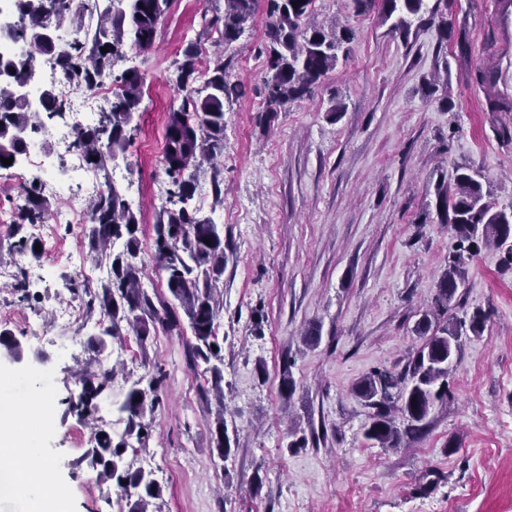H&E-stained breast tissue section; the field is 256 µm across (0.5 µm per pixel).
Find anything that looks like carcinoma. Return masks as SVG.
I'll list each match as a JSON object with an SVG mask.
<instances>
[{
    "mask_svg": "<svg viewBox=\"0 0 512 512\" xmlns=\"http://www.w3.org/2000/svg\"><path fill=\"white\" fill-rule=\"evenodd\" d=\"M73 0H18V25L13 33L27 42L22 59L0 56V78L25 85L34 64L45 56H53L64 72L76 77L86 88L93 89L104 76H113V68L124 58V47L139 49L153 46L158 26L164 19L169 0H108L99 8L98 23L89 39L78 38L63 50L37 33V29L59 30ZM314 0H269L267 25L266 75L264 87L269 111L284 109L288 104L312 94L318 82L339 62L343 44L351 41L352 31L336 25H313ZM358 15L372 10L388 20L397 15L393 27L407 32L415 19L426 12L436 14L441 0L428 6V0H351ZM257 0H224V11L216 13L212 24L222 28L224 42L231 44L242 36L253 21ZM107 48L103 53L100 48ZM197 48L189 46L183 60L176 62V84L184 93L182 104L166 118V145L163 169L168 178V203L154 224L155 259L166 274L170 300L157 309L141 287L144 267L135 262L140 251L139 220L125 195L110 180L106 190L88 205V245L98 260L110 264V277L100 291L90 296L89 307L99 305L109 325L101 335L88 339V348L101 352L107 339L132 332L145 343L158 323L180 326L179 315L187 319L191 332V348L196 357L217 364L210 368L211 391L218 403L211 447L219 457L228 450L229 439L224 422V346L219 342L218 314L223 301L216 297L217 284L224 280V235L208 217L198 216L190 207L195 193V173L203 164H213L224 152V100L238 94V85L230 82L228 64L218 56L209 77L201 88L196 81ZM120 90L101 112L98 123L82 129L73 146L87 163L105 172L108 163L126 154L138 129L137 117L142 102L139 73L122 72ZM64 101L54 91L42 95V112L51 120L64 112ZM45 126L39 113L28 109L26 97L0 93V158L17 157L26 150L27 132ZM98 160H91V157ZM49 202L41 196H30L20 208L22 224H42ZM435 212L441 224L451 226L456 245L448 255V265L436 283L432 306L418 323L426 341L408 362L405 370L394 373L376 369L363 376L355 393L373 409L364 437L381 448H398L404 437L422 428L435 404L448 403V369L460 348L464 326L479 335L484 319L478 315L469 323L448 319L443 327L432 330L433 320L448 314L464 284L463 265L482 247L505 248L512 264V204L501 208L488 200L483 192L480 174L469 166L454 168L451 181L437 184ZM210 243H205V240ZM122 250L114 251L115 244ZM113 370L76 373L81 392L66 401L67 411L89 417L98 410L97 400L110 389ZM161 378L139 380L130 388L119 406L127 415L126 439L112 444L109 433L96 435L91 449L90 465L103 480H111L124 494L127 512H152V501L161 498L162 489L150 474L133 468L125 460L134 437L145 444L147 428L142 424L146 412L160 404ZM140 401H135V398ZM403 419L398 427L394 413Z\"/></svg>",
    "mask_w": 512,
    "mask_h": 512,
    "instance_id": "carcinoma-1",
    "label": "carcinoma"
}]
</instances>
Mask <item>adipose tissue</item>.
<instances>
[{
  "mask_svg": "<svg viewBox=\"0 0 512 512\" xmlns=\"http://www.w3.org/2000/svg\"><path fill=\"white\" fill-rule=\"evenodd\" d=\"M11 380L0 377V498L27 496V512H62L56 476L30 432L41 416L38 396L14 397Z\"/></svg>",
  "mask_w": 512,
  "mask_h": 512,
  "instance_id": "adipose-tissue-1",
  "label": "adipose tissue"
}]
</instances>
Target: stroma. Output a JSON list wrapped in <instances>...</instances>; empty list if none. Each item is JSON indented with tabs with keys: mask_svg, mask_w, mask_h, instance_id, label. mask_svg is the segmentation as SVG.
Returning a JSON list of instances; mask_svg holds the SVG:
<instances>
[{
	"mask_svg": "<svg viewBox=\"0 0 512 512\" xmlns=\"http://www.w3.org/2000/svg\"><path fill=\"white\" fill-rule=\"evenodd\" d=\"M492 3L447 0L405 34L378 12L355 15L350 0H315V19L350 28L354 39L311 96L281 112L265 109L267 0L230 45L204 24L215 0H171L154 47L126 49L119 67L143 77L142 114L126 160L110 173L140 214L141 282L151 297L168 294L152 254L166 117L183 97L175 63L195 44L207 52L198 70L223 56L241 90L224 106V154L216 168L198 171L192 202L224 232L217 333L230 451L222 459L211 449L210 373L186 345L188 326L157 329L143 344L127 333L104 352L89 350L104 317L85 308L71 283L90 269L87 285L99 289L107 268L89 253L84 226L63 215L98 195L83 184L98 173L74 169L52 141L37 142L52 157L58 189L47 235L0 223V250L21 237L40 247L0 263L25 274L30 293L19 301L10 278L0 280V332L25 353L18 364L0 359V373L25 378L31 393L43 388L38 356L54 368L40 437L65 512H126L120 489L99 480L84 456L95 430L124 438L117 406L150 371L163 376L162 402L146 418L145 448L127 458L161 485L155 512H512V267L504 251L484 248L466 262L452 314L487 319L480 335L463 331L448 373L453 399L433 409L422 434L398 448L371 444L363 437L371 409L354 392L371 370L403 371L425 341L417 324L455 244L450 226L417 221L436 183L468 165L492 202L512 204V111H491L479 78L494 58ZM71 304L84 307L80 322L65 317ZM311 329L314 345L304 341ZM80 368L115 372L89 422L63 405L80 391ZM285 370L294 381L286 399ZM294 431L306 447H291Z\"/></svg>",
	"mask_w": 512,
	"mask_h": 512,
	"instance_id": "stroma-1",
	"label": "stroma"
}]
</instances>
